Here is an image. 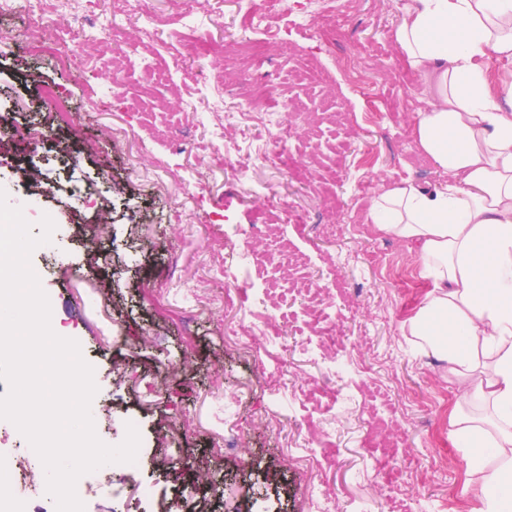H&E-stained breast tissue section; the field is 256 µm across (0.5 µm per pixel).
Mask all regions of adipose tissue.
<instances>
[{
    "label": "adipose tissue",
    "instance_id": "adipose-tissue-1",
    "mask_svg": "<svg viewBox=\"0 0 512 512\" xmlns=\"http://www.w3.org/2000/svg\"><path fill=\"white\" fill-rule=\"evenodd\" d=\"M391 38L433 84L415 113L420 149L447 173L384 186L370 216L418 258L427 291L405 323L457 385L448 437L478 512H512V0H407Z\"/></svg>",
    "mask_w": 512,
    "mask_h": 512
}]
</instances>
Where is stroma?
<instances>
[{
	"instance_id": "35a3bbf8",
	"label": "stroma",
	"mask_w": 512,
	"mask_h": 512,
	"mask_svg": "<svg viewBox=\"0 0 512 512\" xmlns=\"http://www.w3.org/2000/svg\"><path fill=\"white\" fill-rule=\"evenodd\" d=\"M344 25L290 14L249 29L235 0L213 23L208 0H149L152 11L188 13L207 41L250 33L268 50L210 58L236 83L220 91L181 73L154 82L138 49V28L111 17V0H89L88 22L119 29L125 61L110 68L99 43L79 47L80 71L41 51L42 22L0 16V188L38 224L50 215L52 247L31 265L51 308L69 326L98 387L95 429L120 444L127 423L141 435L137 469L120 499L109 474L84 477L86 512H299L300 490L325 484L340 512H475L463 496L466 468L448 440L456 385L446 366L416 352L403 331L425 283L414 252L381 232L369 208L381 186L413 179L434 186L445 174L420 170L412 120L430 96L405 85L409 66L391 38L406 0H333ZM376 84L362 95L346 67ZM280 90L273 123L288 125L284 165L261 158L267 131L235 124L217 133L209 115L235 112L255 84ZM66 95L60 121L43 85ZM197 104L186 110L185 101ZM380 113L378 124L367 121ZM27 128L48 139L24 141ZM223 139L226 155L209 150ZM164 158L165 170L154 166ZM283 193L302 218L279 222L270 194ZM321 291L342 334L328 352L308 323V298L278 310L260 300L289 276ZM340 389L330 412L303 387ZM388 421L396 444L385 481L381 450L367 451L371 414ZM241 433L246 447L217 452Z\"/></svg>"
}]
</instances>
